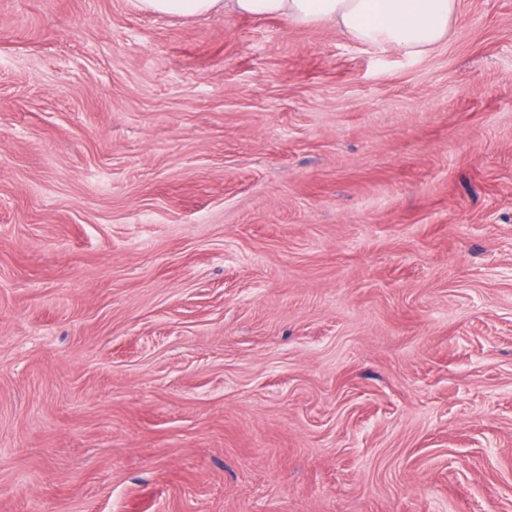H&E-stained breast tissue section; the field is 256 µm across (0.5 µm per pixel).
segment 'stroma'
I'll return each instance as SVG.
<instances>
[{"instance_id": "obj_1", "label": "stroma", "mask_w": 512, "mask_h": 512, "mask_svg": "<svg viewBox=\"0 0 512 512\" xmlns=\"http://www.w3.org/2000/svg\"><path fill=\"white\" fill-rule=\"evenodd\" d=\"M0 512H512V0H0ZM146 14L193 17L228 10L280 17L315 27L332 25L350 40L407 55H423L448 40L456 0H134Z\"/></svg>"}]
</instances>
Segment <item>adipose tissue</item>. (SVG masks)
Masks as SVG:
<instances>
[{
  "label": "adipose tissue",
  "instance_id": "1",
  "mask_svg": "<svg viewBox=\"0 0 512 512\" xmlns=\"http://www.w3.org/2000/svg\"><path fill=\"white\" fill-rule=\"evenodd\" d=\"M146 14L193 17L228 10L280 17L315 27L332 25L350 40L383 50L423 55L445 42L457 0H134Z\"/></svg>",
  "mask_w": 512,
  "mask_h": 512
}]
</instances>
